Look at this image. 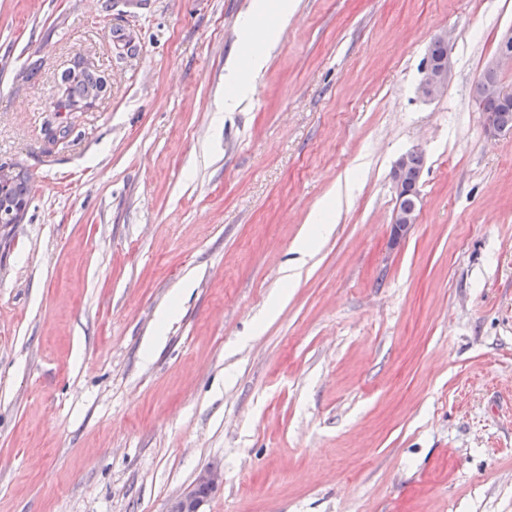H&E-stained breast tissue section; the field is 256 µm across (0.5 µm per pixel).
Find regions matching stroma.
Segmentation results:
<instances>
[{
    "instance_id": "obj_1",
    "label": "stroma",
    "mask_w": 512,
    "mask_h": 512,
    "mask_svg": "<svg viewBox=\"0 0 512 512\" xmlns=\"http://www.w3.org/2000/svg\"><path fill=\"white\" fill-rule=\"evenodd\" d=\"M251 2L0 0V164L30 175L0 224V512H166L207 466L206 512H512V132L475 93L512 0H297L220 112ZM78 55L112 91L52 113ZM429 46L423 77L418 86L420 96L427 99H434L440 96L448 88V79L452 70L451 49L448 42L447 32L436 35ZM439 39V40H437ZM442 42L448 43L444 44ZM440 65L430 62H438L446 57ZM413 152L414 151H411L402 155L394 163L390 173L391 183L396 195L395 211L392 218V224H390L392 240L395 243H398L402 238H404L409 230L417 224L421 211V201L419 200V197L415 199L412 195L407 197L412 192L414 193V188L411 192H408V187L405 184L406 182L412 186L423 167V155L421 153H417L409 158ZM408 158L409 165L405 174L404 182V172L407 168ZM405 197L407 198L404 199ZM413 200L414 203L411 208H401V202L402 207H404L410 205ZM333 218V206L328 205L323 210L317 211L310 219L309 224L314 227L310 230L304 242L298 244L300 250H310L317 243L318 239L324 237L332 230L331 220Z\"/></svg>"
}]
</instances>
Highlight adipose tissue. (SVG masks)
<instances>
[{
	"label": "adipose tissue",
	"mask_w": 512,
	"mask_h": 512,
	"mask_svg": "<svg viewBox=\"0 0 512 512\" xmlns=\"http://www.w3.org/2000/svg\"><path fill=\"white\" fill-rule=\"evenodd\" d=\"M291 0H255L241 23L239 51L224 67V109L235 111L251 92V79L267 66L268 47L277 40L279 18L292 13Z\"/></svg>",
	"instance_id": "1"
}]
</instances>
